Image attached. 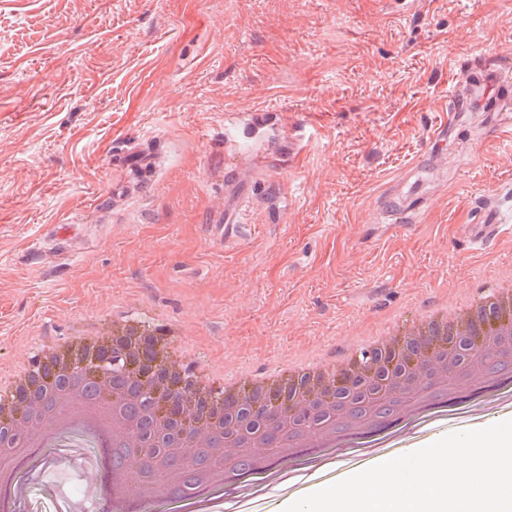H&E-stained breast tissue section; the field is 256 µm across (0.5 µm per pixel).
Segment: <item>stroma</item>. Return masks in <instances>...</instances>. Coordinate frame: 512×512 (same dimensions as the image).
Wrapping results in <instances>:
<instances>
[{
    "instance_id": "obj_1",
    "label": "stroma",
    "mask_w": 512,
    "mask_h": 512,
    "mask_svg": "<svg viewBox=\"0 0 512 512\" xmlns=\"http://www.w3.org/2000/svg\"><path fill=\"white\" fill-rule=\"evenodd\" d=\"M473 73L512 85V0H0V372L119 301L257 368L490 285L512 97L453 109ZM461 403L388 455L512 419V386ZM91 455L59 449L22 512H80ZM307 456L218 512H283L368 461Z\"/></svg>"
}]
</instances>
